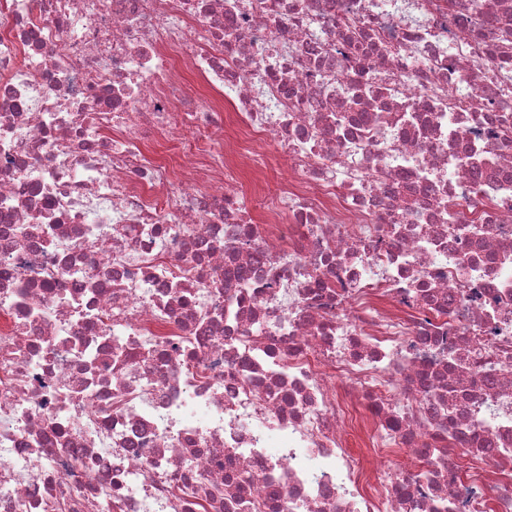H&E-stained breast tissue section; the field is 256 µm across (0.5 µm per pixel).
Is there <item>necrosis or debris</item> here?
I'll use <instances>...</instances> for the list:
<instances>
[{
    "instance_id": "obj_1",
    "label": "necrosis or debris",
    "mask_w": 512,
    "mask_h": 512,
    "mask_svg": "<svg viewBox=\"0 0 512 512\" xmlns=\"http://www.w3.org/2000/svg\"><path fill=\"white\" fill-rule=\"evenodd\" d=\"M444 501L512 512V0H0V512Z\"/></svg>"
}]
</instances>
